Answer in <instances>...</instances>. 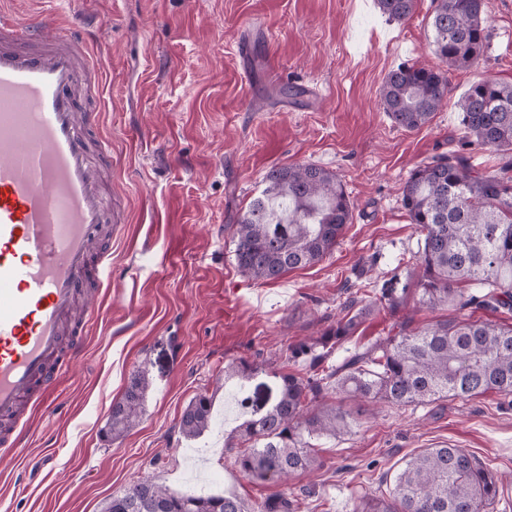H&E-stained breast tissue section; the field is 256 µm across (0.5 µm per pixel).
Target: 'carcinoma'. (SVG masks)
Masks as SVG:
<instances>
[{
	"label": "carcinoma",
	"instance_id": "carcinoma-1",
	"mask_svg": "<svg viewBox=\"0 0 512 512\" xmlns=\"http://www.w3.org/2000/svg\"><path fill=\"white\" fill-rule=\"evenodd\" d=\"M385 17L403 21L416 0H376ZM433 54L446 69L404 64L390 71L380 99L391 123L413 131L438 111L448 93V73L469 68L490 47L484 0H433ZM461 140L474 150L512 154V84L481 77L456 102ZM264 187L235 225L231 242L238 271L263 282L320 262L353 218L350 197L336 174L312 164L274 167ZM402 207L421 233L419 278L392 288L380 303L397 313L411 298L430 309L455 314L424 326L406 318L398 331L349 356L340 366L323 362L353 335L376 304L360 307L319 336L291 348L308 365L305 374L282 373L271 387L257 381L263 369L241 359L224 367L239 390H251L250 416L236 429L251 447L236 464L252 482L285 483L300 471L320 467L311 440L337 437L351 414L327 400L332 391L357 403L417 405L487 393L512 395V324L473 318L478 310L512 313V177L487 174L462 154L413 170L402 189ZM469 313H464V310ZM149 386L134 373L106 424L112 439L124 436L143 414ZM212 397L199 394L182 411L183 437L201 436L211 425ZM498 480L464 448H426L412 455L388 499H367L356 512H492ZM125 504L110 498L102 512H245L235 496H194L147 481L125 490ZM261 512H291L284 495L265 500Z\"/></svg>",
	"mask_w": 512,
	"mask_h": 512
}]
</instances>
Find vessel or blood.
Listing matches in <instances>:
<instances>
[{"label":"vessel or blood","mask_w":512,"mask_h":512,"mask_svg":"<svg viewBox=\"0 0 512 512\" xmlns=\"http://www.w3.org/2000/svg\"><path fill=\"white\" fill-rule=\"evenodd\" d=\"M100 78L73 22L0 23V417L51 398L79 297L112 280Z\"/></svg>","instance_id":"vessel-or-blood-1"}]
</instances>
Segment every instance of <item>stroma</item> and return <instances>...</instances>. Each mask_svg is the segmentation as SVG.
<instances>
[{
	"instance_id": "1",
	"label": "stroma",
	"mask_w": 512,
	"mask_h": 512,
	"mask_svg": "<svg viewBox=\"0 0 512 512\" xmlns=\"http://www.w3.org/2000/svg\"><path fill=\"white\" fill-rule=\"evenodd\" d=\"M431 0L388 20L374 0H5L0 15L82 21L102 62L101 130L112 138V192L125 222L112 235V290L89 323L72 368L32 417L18 457L0 458V512H102L112 494L147 479L182 493L234 495L247 512L282 493L297 512H355L388 497L404 461L441 444L496 473L493 512H512V397L494 393L427 404L387 403L357 414L347 434L315 442L320 469L288 486L252 483L235 463L243 421L224 368L246 359L302 372L290 358L355 297L372 302L392 277L416 278L420 234L401 204L418 166L460 151L455 103L477 78L512 83V0H485L492 48L450 71L429 123L392 125L379 90L397 66L434 64ZM300 89L297 98L279 87ZM335 173L353 222L310 267L264 283L239 273L233 226L274 167ZM379 308L330 356L389 336ZM150 386L136 427L105 426L131 375ZM213 395L214 423L189 441L183 409Z\"/></svg>"
}]
</instances>
